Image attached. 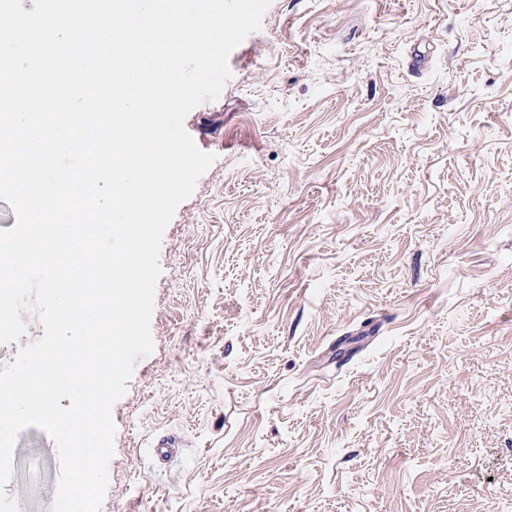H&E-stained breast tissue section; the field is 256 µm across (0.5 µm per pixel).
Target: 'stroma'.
Instances as JSON below:
<instances>
[{"mask_svg":"<svg viewBox=\"0 0 512 512\" xmlns=\"http://www.w3.org/2000/svg\"><path fill=\"white\" fill-rule=\"evenodd\" d=\"M228 64L101 512H512V0H271ZM59 476L20 432L19 512Z\"/></svg>","mask_w":512,"mask_h":512,"instance_id":"stroma-1","label":"stroma"}]
</instances>
